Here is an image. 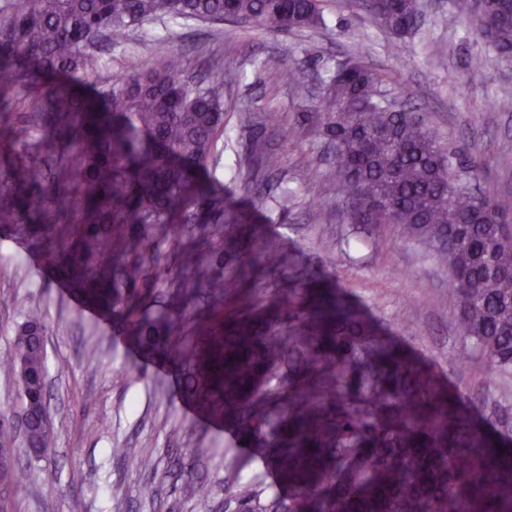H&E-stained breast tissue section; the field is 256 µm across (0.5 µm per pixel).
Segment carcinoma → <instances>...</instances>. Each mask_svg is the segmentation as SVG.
Returning <instances> with one entry per match:
<instances>
[{"label": "carcinoma", "mask_w": 512, "mask_h": 512, "mask_svg": "<svg viewBox=\"0 0 512 512\" xmlns=\"http://www.w3.org/2000/svg\"><path fill=\"white\" fill-rule=\"evenodd\" d=\"M318 0H4L0 5V128L25 106L31 144L0 137V224H26L58 275L86 303L126 318L135 339L171 363L187 398L236 430L248 458L275 475L277 490L243 461L224 463V512H512V457L500 453L467 408L432 372L380 335L340 298L315 296L316 278L257 303L246 270H282L284 257L252 245L238 271L216 276L205 257L181 254L185 287L177 317H137L145 295L117 291L150 252L151 233L200 224L220 206L201 186L224 133L217 85L239 73L209 60L203 81L180 78L181 59L74 87L102 68L101 50L130 29L173 20H244L288 32L325 25ZM396 37L415 28V0H364ZM487 38L512 58V0H496ZM320 132L335 148L326 191L344 193L357 224H395L448 267L456 327L489 369L512 370V208L462 179L475 170L442 146L414 111L400 112L358 62L324 88ZM204 286L222 331L189 305ZM44 325L24 323L0 369L16 376L30 422L25 444L47 452Z\"/></svg>", "instance_id": "1"}]
</instances>
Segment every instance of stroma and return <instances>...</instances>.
<instances>
[{"label":"stroma","instance_id":"35a3bbf8","mask_svg":"<svg viewBox=\"0 0 512 512\" xmlns=\"http://www.w3.org/2000/svg\"><path fill=\"white\" fill-rule=\"evenodd\" d=\"M359 2L321 0L324 26L288 33L231 19L149 22L105 53L101 77L132 74L175 53L186 77L203 74L211 56L237 70L239 81L223 89L225 132L209 182L225 210L245 212L268 247L345 295L477 417L512 419V375L490 376L457 334L447 269L402 239L396 225L351 223L343 196L324 194L333 155L315 132L314 114L336 66L361 58L390 96L419 107L441 143L473 155L477 184L512 206V112L490 108L494 100H512V63L498 58L478 16L458 13L454 0H420L421 20L400 40ZM286 65L304 70L302 84L278 82ZM270 109L280 111L279 126L265 124ZM258 143L276 157V168L256 158ZM223 230L218 219L183 224L177 237L155 242L157 262L143 265L136 283L150 292V313L168 308L181 242L204 238L217 247ZM35 315L45 324L55 445L36 456L16 440L21 482L0 495V512H75V502L77 512H198L178 469L194 448L205 451L195 481L213 503H223L224 461L233 449L223 428L186 400L176 369L139 347L122 318L102 324L79 313L44 247L22 225H0V357ZM116 448L134 455L116 459ZM142 456L151 458L152 470L139 467Z\"/></svg>","mask_w":512,"mask_h":512}]
</instances>
